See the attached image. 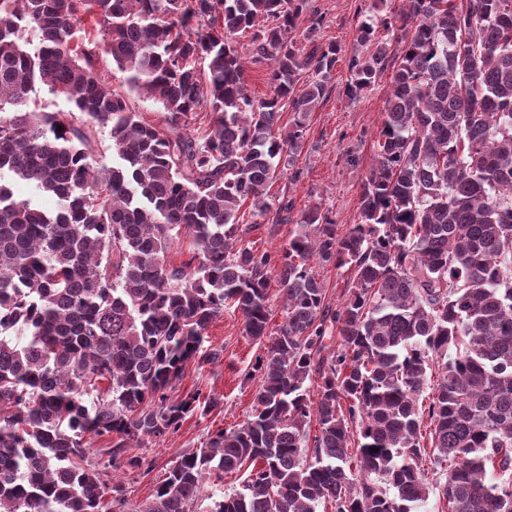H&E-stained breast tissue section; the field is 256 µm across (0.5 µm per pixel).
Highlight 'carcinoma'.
<instances>
[{
	"label": "carcinoma",
	"mask_w": 512,
	"mask_h": 512,
	"mask_svg": "<svg viewBox=\"0 0 512 512\" xmlns=\"http://www.w3.org/2000/svg\"><path fill=\"white\" fill-rule=\"evenodd\" d=\"M403 5H366L356 41L372 51L349 60L356 98L384 67L380 31L398 43L359 222L340 234L312 206L273 252L240 212L284 220L268 187L341 53L314 13L297 37L308 0H0V176L57 203L0 180V512H197L228 473L241 488L209 512H422L436 487L448 512H512V0ZM246 33L269 66L258 99ZM103 55L126 92L101 81ZM38 83L74 111H27ZM314 261L352 271L338 305ZM274 279L285 321L248 373L247 418L131 503L133 443L220 404L171 392L219 359L205 342L224 310L268 335ZM250 40V35L240 38V44L244 46L243 53L244 59L247 62V71H246V79L248 84V89L251 96L256 98L263 97L268 91L267 85V69L266 65L260 64H252L250 57V47H248V43Z\"/></svg>",
	"instance_id": "obj_1"
}]
</instances>
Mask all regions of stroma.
Wrapping results in <instances>:
<instances>
[{
  "instance_id": "obj_1",
  "label": "stroma",
  "mask_w": 512,
  "mask_h": 512,
  "mask_svg": "<svg viewBox=\"0 0 512 512\" xmlns=\"http://www.w3.org/2000/svg\"><path fill=\"white\" fill-rule=\"evenodd\" d=\"M310 2L323 17L322 41L336 43L342 53L330 93L307 120L305 146L296 161L302 172L300 181L281 176L268 195L277 203L290 202L293 219L307 207L319 206L321 213L345 232L358 221L361 186L373 162L393 67L385 65L371 90L359 99H349L344 85L349 57L359 48L356 26L364 0ZM207 339L219 350V360L201 367L188 364L174 392L183 395L199 387L219 396L221 403L206 416L187 418L176 432L145 440L137 447V455L151 462L152 468L129 482L132 502L152 493L181 452L199 445L210 432L242 423L251 409L258 382L248 372L262 354L264 343L245 336L240 314L231 309L209 326Z\"/></svg>"
}]
</instances>
